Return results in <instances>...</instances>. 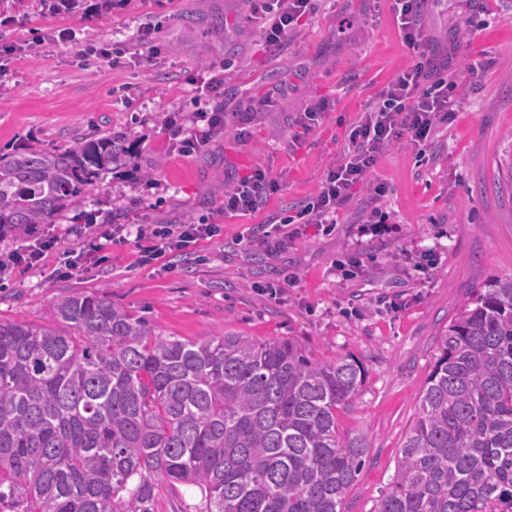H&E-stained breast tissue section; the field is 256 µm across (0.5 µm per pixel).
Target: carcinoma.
Returning a JSON list of instances; mask_svg holds the SVG:
<instances>
[{"instance_id": "carcinoma-1", "label": "carcinoma", "mask_w": 512, "mask_h": 512, "mask_svg": "<svg viewBox=\"0 0 512 512\" xmlns=\"http://www.w3.org/2000/svg\"><path fill=\"white\" fill-rule=\"evenodd\" d=\"M127 140L0 157V234L54 223ZM365 376L290 340L164 336L103 296L64 297L47 324L0 320V512H156L167 482L197 488L198 512H344L368 445L336 411ZM417 405L376 512H474L512 493V275L448 323Z\"/></svg>"}]
</instances>
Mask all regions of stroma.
I'll use <instances>...</instances> for the list:
<instances>
[{"instance_id": "obj_1", "label": "stroma", "mask_w": 512, "mask_h": 512, "mask_svg": "<svg viewBox=\"0 0 512 512\" xmlns=\"http://www.w3.org/2000/svg\"><path fill=\"white\" fill-rule=\"evenodd\" d=\"M148 24L166 48L154 65L79 66L99 39L133 47ZM422 26L434 62L460 84L453 122L437 126L426 152L398 143L381 155L368 176L386 185L381 200L360 187L332 228L307 225L269 251L255 237L311 201L350 123L413 61L390 0H323L278 51L246 0H122L62 15L44 13L39 0H0V155L110 132L135 140L132 164L102 174L56 217L65 246L81 247L104 224L222 226L162 265H142L135 240L113 245L79 279L59 277L48 255L0 281V320L40 325L61 296L98 292L186 341L289 337L318 362L355 356L367 377L337 421L369 448L345 512H375L441 333L489 276L512 274V0H430ZM470 57L487 61L480 77L468 74ZM218 74L224 131L182 155L164 121L184 122L197 83ZM265 96L267 108L258 104ZM318 97L329 112L300 132L299 113ZM258 167L278 190L254 213L223 217V187ZM374 207L387 223H370ZM291 277L284 295H262Z\"/></svg>"}]
</instances>
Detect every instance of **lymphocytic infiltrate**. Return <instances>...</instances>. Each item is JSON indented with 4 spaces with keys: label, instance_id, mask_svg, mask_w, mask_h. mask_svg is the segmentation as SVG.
I'll return each instance as SVG.
<instances>
[{
    "label": "lymphocytic infiltrate",
    "instance_id": "obj_1",
    "mask_svg": "<svg viewBox=\"0 0 512 512\" xmlns=\"http://www.w3.org/2000/svg\"><path fill=\"white\" fill-rule=\"evenodd\" d=\"M319 0H248L251 15L259 24L267 45L280 49L299 19L316 12ZM396 24L415 54L412 65L399 72L365 106L346 134V145L332 163L312 202L298 214L305 224H332L339 210L354 197L357 186L366 183L379 156L397 142L415 147L430 145L436 126L453 117L460 105L459 84L453 72L438 68L425 46L421 17L429 0H391ZM224 128L220 107L197 103L189 127L176 128L179 151L189 155L207 146ZM278 187L264 169H254L235 186L224 191L223 214L227 217L256 212ZM215 224H148L136 227L112 224L81 250H61V238L54 227L34 230L28 244L0 253V276L24 267H40L45 257L61 251L58 271L73 276L98 264L109 244L135 236L143 245L145 261L169 252L182 251L198 240L218 235Z\"/></svg>",
    "mask_w": 512,
    "mask_h": 512
}]
</instances>
